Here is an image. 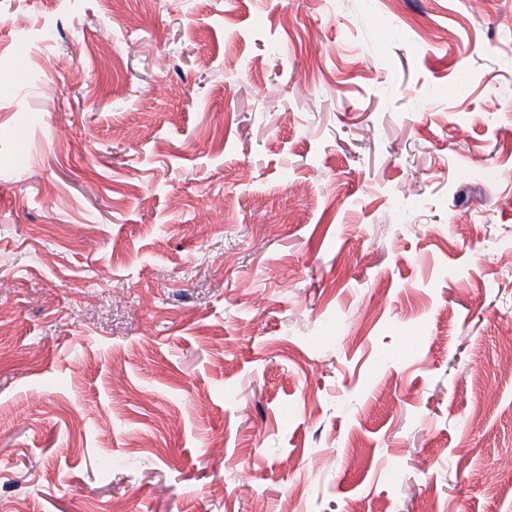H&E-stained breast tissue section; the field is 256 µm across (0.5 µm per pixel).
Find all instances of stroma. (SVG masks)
Returning a JSON list of instances; mask_svg holds the SVG:
<instances>
[{
  "instance_id": "1",
  "label": "stroma",
  "mask_w": 512,
  "mask_h": 512,
  "mask_svg": "<svg viewBox=\"0 0 512 512\" xmlns=\"http://www.w3.org/2000/svg\"><path fill=\"white\" fill-rule=\"evenodd\" d=\"M511 32L0 0V512H512Z\"/></svg>"
}]
</instances>
